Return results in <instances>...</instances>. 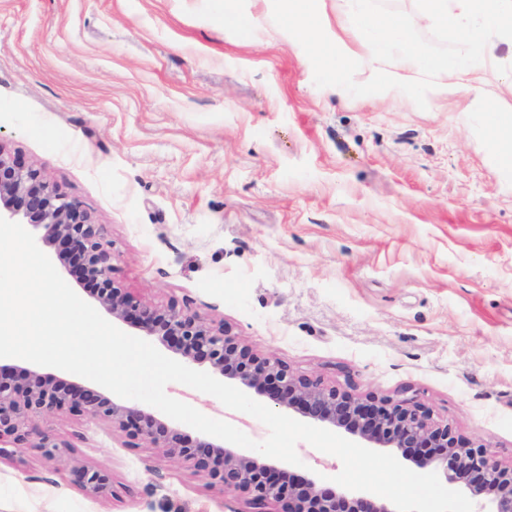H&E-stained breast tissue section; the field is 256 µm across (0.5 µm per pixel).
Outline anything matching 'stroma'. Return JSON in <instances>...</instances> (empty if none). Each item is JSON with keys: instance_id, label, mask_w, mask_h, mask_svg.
I'll return each instance as SVG.
<instances>
[{"instance_id": "stroma-1", "label": "stroma", "mask_w": 512, "mask_h": 512, "mask_svg": "<svg viewBox=\"0 0 512 512\" xmlns=\"http://www.w3.org/2000/svg\"><path fill=\"white\" fill-rule=\"evenodd\" d=\"M0 0V146L102 228L112 276L298 374L429 406L512 463V176L456 96L326 85L279 0ZM0 512H250L106 423L47 414ZM108 469L90 497L75 466Z\"/></svg>"}]
</instances>
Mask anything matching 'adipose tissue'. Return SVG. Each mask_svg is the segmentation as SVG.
<instances>
[{
	"label": "adipose tissue",
	"instance_id": "ef3b65f1",
	"mask_svg": "<svg viewBox=\"0 0 512 512\" xmlns=\"http://www.w3.org/2000/svg\"><path fill=\"white\" fill-rule=\"evenodd\" d=\"M283 10L296 18L300 38L296 48H305L311 32L322 35V71L328 85L337 87L357 68L369 79L388 76L402 87L403 96L415 101L421 95L453 94L476 103L489 133L490 152L505 172L512 173V113L482 96L485 76L496 69L512 87V57L492 58L484 36L493 32L512 38V0H425L409 23L382 17L373 0H336V17L328 19L320 0H280ZM441 26L452 40L465 43V54L436 55L424 52L414 30ZM358 42H351V35ZM429 82L421 83L417 74Z\"/></svg>",
	"mask_w": 512,
	"mask_h": 512
}]
</instances>
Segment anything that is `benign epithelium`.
<instances>
[{"label": "benign epithelium", "instance_id": "1", "mask_svg": "<svg viewBox=\"0 0 512 512\" xmlns=\"http://www.w3.org/2000/svg\"><path fill=\"white\" fill-rule=\"evenodd\" d=\"M0 217L37 230V243L56 249L61 263H72L77 280L94 285V296L106 313L185 361L206 363L239 389L341 430L366 448H386L423 474L437 473L442 483L477 502L478 512H512V464H502L486 446L457 436L424 405L362 397L298 375L279 360L254 353L224 323L207 321L175 302L148 304L116 283L100 225L34 164L1 146ZM49 413L109 423L127 448L147 443L169 458L190 461L222 491L247 494L257 512L268 504L274 506L272 512H395L370 492L340 485L325 489L317 474L297 478L273 462L210 441L188 445L166 422L80 383L0 364V456L1 446L8 445L17 452L36 448L47 461H56L60 449L70 444L35 433L36 420ZM71 483L96 497L107 495L112 487L110 473L101 467L72 468Z\"/></svg>", "mask_w": 512, "mask_h": 512}]
</instances>
